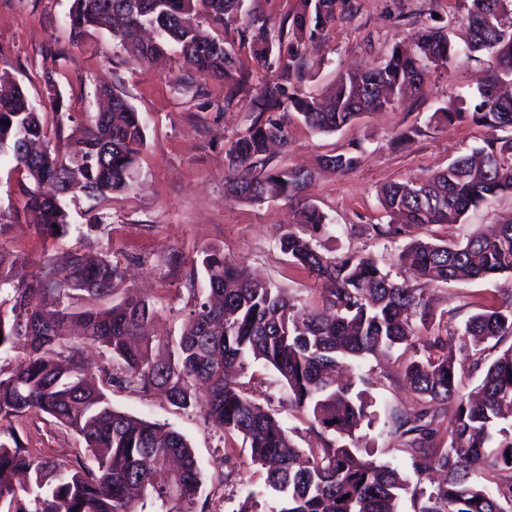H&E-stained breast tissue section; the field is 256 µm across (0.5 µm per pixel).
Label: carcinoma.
<instances>
[{"instance_id":"1","label":"carcinoma","mask_w":512,"mask_h":512,"mask_svg":"<svg viewBox=\"0 0 512 512\" xmlns=\"http://www.w3.org/2000/svg\"><path fill=\"white\" fill-rule=\"evenodd\" d=\"M466 2L468 48L492 63L475 103L462 99L432 119L443 126L472 122L489 136L440 171L384 185L380 203L398 223L366 225L378 236L456 224L471 208L512 192V94L496 91L512 80V0ZM338 3L298 0L293 13L269 24L243 18L244 0H72L65 23L73 38L109 31L143 63L177 48L198 76L227 84L229 104L246 87L238 50L248 48L259 68L278 72L249 97L255 118L225 148V188L235 200L295 205V222L277 229V247L327 288L320 305L299 306L224 252L206 250L190 261L187 324L180 336L163 340L141 334L155 304L128 288L114 300L124 271L112 260L78 251L65 270L46 265L30 283L0 251V287H11L10 305L0 306V354L16 353L0 365V431L8 434L0 440V512H198L204 477L188 440L113 407L104 391L113 385L160 391L173 407L198 408L217 428L242 436L250 464L280 494L270 512H396L403 492L411 493L416 512H512V483L490 489L471 479L485 467L512 469L506 456L512 430L501 427L512 421V345L490 363L485 356L488 343L512 339V299L470 316L447 336L434 326L429 299L439 283L512 274V222L460 243L411 241L403 254L418 280L411 288L370 255L321 251L317 239L331 224L306 196L311 173L274 165L268 155L270 143L288 144L290 116L335 132L420 92L431 73L458 56L448 31L424 25L410 49L394 46L379 63L338 74L325 95L303 93L293 83L303 68L302 40L325 36ZM103 94L109 107L61 150L50 146L25 92L0 74V147L10 146L13 169L29 180L19 192L24 207L39 213L36 231L43 237L70 232L65 197L105 200L136 173L144 120L119 94ZM322 162L346 172L359 155ZM399 346L412 352L404 375L419 396L416 409L393 417L394 435L413 459V486L396 467L365 460L347 444L368 414L353 384L337 379L349 362ZM88 347L108 360L100 387L84 378ZM252 360L270 365L288 387L291 406L307 415L314 436L307 450L241 388L239 377ZM478 372L480 383L461 392L463 374ZM450 402L448 447L434 448ZM30 414L53 418L84 448L73 459L31 452L14 428ZM496 434L502 439L490 459L485 448Z\"/></svg>"}]
</instances>
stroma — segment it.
Here are the masks:
<instances>
[{
  "mask_svg": "<svg viewBox=\"0 0 512 512\" xmlns=\"http://www.w3.org/2000/svg\"><path fill=\"white\" fill-rule=\"evenodd\" d=\"M325 37L308 43L305 65L295 84L307 93L329 88L339 72L379 63L395 43L407 42L420 24L454 28L458 47L467 37L457 21L463 0H351ZM71 0H0V73L9 74L43 117L53 145L66 142L96 111L95 88L104 85L122 95L146 124V143L138 171L127 188L104 201L85 196L66 198L70 224L90 226L91 250L127 269L125 287L155 300L160 314L150 329L154 336L179 335L191 309L186 273L191 259L207 249L222 250L267 282L283 288L302 305L316 306L323 284L288 261L276 245L277 226L292 222L293 210L283 200L261 203L230 199L225 191L224 148L246 132L254 114L247 99L225 105L224 84L195 80L183 90L187 75L179 51L150 64L136 62L110 34L97 33L76 41L65 18ZM489 67L488 56H459L433 73L415 97L382 112L361 116L340 130L322 134L301 120L289 126V143L277 164L312 174L307 195L336 226L328 249L343 254L362 252L377 259L395 280L407 277L399 255L414 238L456 242L487 232L491 225L512 221V193L506 192L470 209L461 222L429 226L398 237L366 232L369 224H386L378 189L389 182L446 168L457 156L482 146L487 130L470 122L436 125L431 115L459 100L472 99ZM56 91L48 93L46 77ZM61 97L68 113L57 110ZM411 140H400L404 131ZM357 149L361 162L342 173L324 167L321 159ZM19 175L10 163L0 164V250L10 253L24 273L39 271L44 262L63 264L70 252L82 249L76 234L45 238L35 230L34 215L16 193ZM105 222L94 225L96 216ZM512 276L491 280L438 284L430 289L435 318L449 330L462 328L477 312L500 306ZM404 348L389 356H368L353 363L356 390L369 405L371 420L356 433L355 444L365 459L397 467L414 480L412 458L392 435L393 416L412 410L416 396L406 385ZM249 394L269 403L299 447L312 440L306 415L292 409L288 390L276 372L250 363L242 376ZM114 407L167 425L190 443L206 481V512H238L249 491H257L259 512L277 500L264 491L265 473L250 466L241 437L215 428L201 411H181L162 396H144L122 388L109 392ZM22 443L35 452L68 457L81 442L72 431L45 415H30L18 428ZM241 466L240 479H225L224 459Z\"/></svg>",
  "mask_w": 512,
  "mask_h": 512,
  "instance_id": "stroma-1",
  "label": "stroma"
}]
</instances>
